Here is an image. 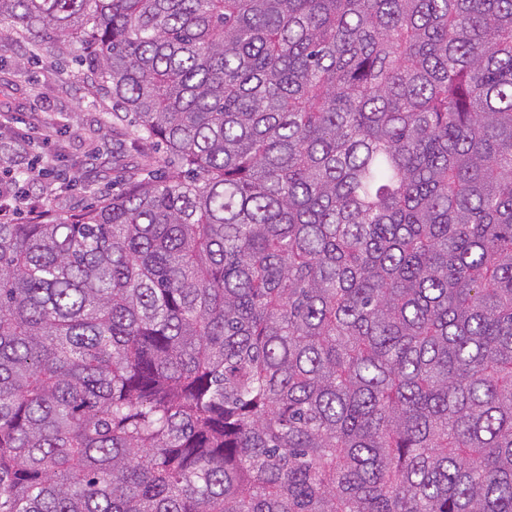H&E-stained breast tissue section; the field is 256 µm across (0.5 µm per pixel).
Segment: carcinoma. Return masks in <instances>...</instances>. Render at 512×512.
Returning <instances> with one entry per match:
<instances>
[{
    "label": "carcinoma",
    "mask_w": 512,
    "mask_h": 512,
    "mask_svg": "<svg viewBox=\"0 0 512 512\" xmlns=\"http://www.w3.org/2000/svg\"><path fill=\"white\" fill-rule=\"evenodd\" d=\"M187 176L0 221V512H512V0H0Z\"/></svg>",
    "instance_id": "cac0c4a2"
}]
</instances>
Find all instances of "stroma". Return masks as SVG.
I'll return each mask as SVG.
<instances>
[{
  "mask_svg": "<svg viewBox=\"0 0 512 512\" xmlns=\"http://www.w3.org/2000/svg\"><path fill=\"white\" fill-rule=\"evenodd\" d=\"M32 53L19 38L0 44V103L8 110L0 142L10 147L0 170L19 184V222L33 207L76 214L130 184L175 174L133 120L116 119L110 94L92 85L79 64V50L37 63ZM34 167L49 173L31 181Z\"/></svg>",
  "mask_w": 512,
  "mask_h": 512,
  "instance_id": "obj_1",
  "label": "stroma"
}]
</instances>
